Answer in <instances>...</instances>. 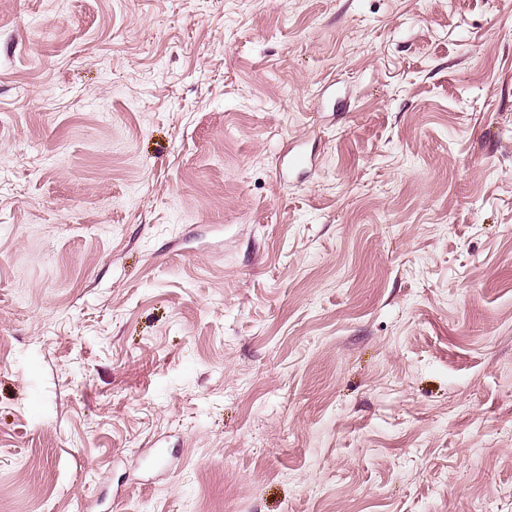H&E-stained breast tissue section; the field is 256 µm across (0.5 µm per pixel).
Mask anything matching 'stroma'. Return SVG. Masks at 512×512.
<instances>
[{"label":"stroma","mask_w":512,"mask_h":512,"mask_svg":"<svg viewBox=\"0 0 512 512\" xmlns=\"http://www.w3.org/2000/svg\"><path fill=\"white\" fill-rule=\"evenodd\" d=\"M0 512H512V0H0Z\"/></svg>","instance_id":"obj_1"}]
</instances>
